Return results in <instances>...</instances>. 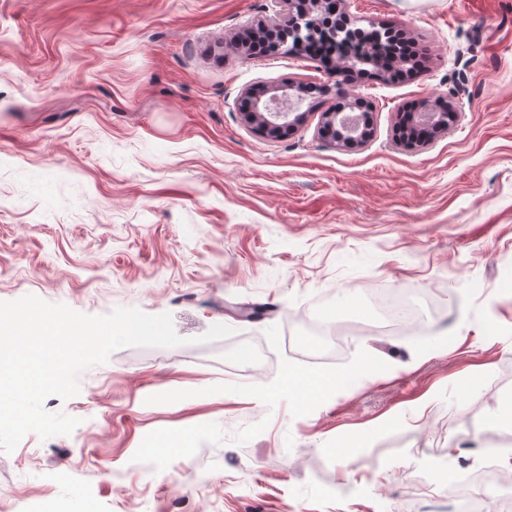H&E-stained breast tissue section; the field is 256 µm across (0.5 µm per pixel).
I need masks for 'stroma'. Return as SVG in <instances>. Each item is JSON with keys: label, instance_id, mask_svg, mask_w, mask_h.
<instances>
[{"label": "stroma", "instance_id": "35a3bbf8", "mask_svg": "<svg viewBox=\"0 0 512 512\" xmlns=\"http://www.w3.org/2000/svg\"><path fill=\"white\" fill-rule=\"evenodd\" d=\"M343 9L413 40V75L245 52L282 23L271 0H0V301L168 312L185 340L119 348L48 397L81 423L0 450V512H55L74 484L96 512H410L431 467L512 456V0ZM287 80L328 92L272 137L241 93ZM356 98L374 135L337 145L322 114ZM438 100L447 133L402 145L400 112ZM361 288L433 311L402 337L347 333L333 362L292 347ZM215 325L232 335L201 342ZM257 348L265 374L228 371ZM288 367L345 383L268 398Z\"/></svg>", "mask_w": 512, "mask_h": 512}]
</instances>
